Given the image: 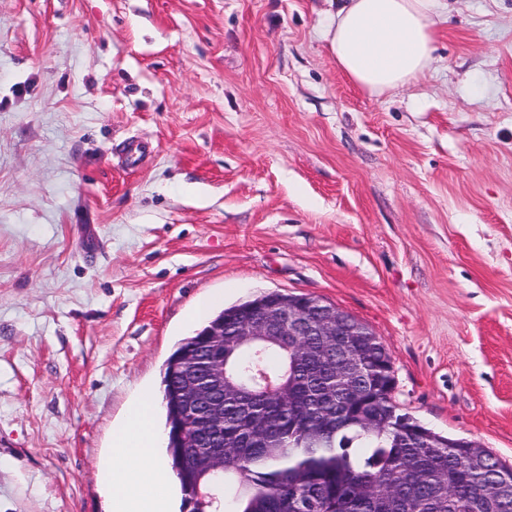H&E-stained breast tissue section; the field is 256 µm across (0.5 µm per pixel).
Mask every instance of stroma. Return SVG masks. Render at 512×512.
<instances>
[{
    "mask_svg": "<svg viewBox=\"0 0 512 512\" xmlns=\"http://www.w3.org/2000/svg\"><path fill=\"white\" fill-rule=\"evenodd\" d=\"M447 2L373 97L339 0H0V512H105L210 293L349 312L403 412L512 464V0Z\"/></svg>",
    "mask_w": 512,
    "mask_h": 512,
    "instance_id": "35a3bbf8",
    "label": "stroma"
}]
</instances>
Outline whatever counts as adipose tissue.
<instances>
[{
    "instance_id": "obj_1",
    "label": "adipose tissue",
    "mask_w": 512,
    "mask_h": 512,
    "mask_svg": "<svg viewBox=\"0 0 512 512\" xmlns=\"http://www.w3.org/2000/svg\"><path fill=\"white\" fill-rule=\"evenodd\" d=\"M447 10L446 0H342L331 32L336 63L372 95L405 87L432 69L436 25ZM157 402L144 392L112 434L111 512H170L176 488L163 459L166 434L154 422Z\"/></svg>"
}]
</instances>
